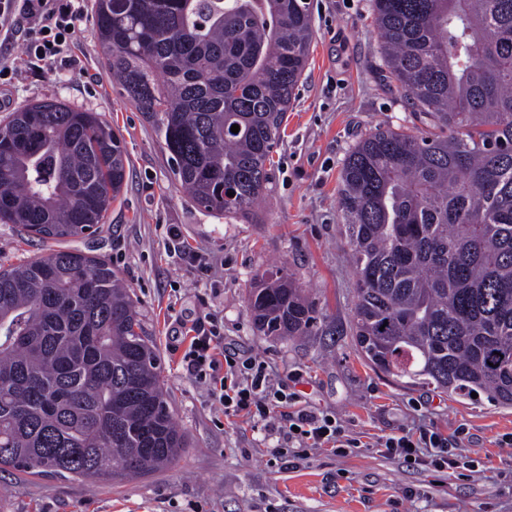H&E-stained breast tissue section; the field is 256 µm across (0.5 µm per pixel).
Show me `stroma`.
Segmentation results:
<instances>
[{
	"instance_id": "obj_1",
	"label": "stroma",
	"mask_w": 512,
	"mask_h": 512,
	"mask_svg": "<svg viewBox=\"0 0 512 512\" xmlns=\"http://www.w3.org/2000/svg\"><path fill=\"white\" fill-rule=\"evenodd\" d=\"M93 4L83 0L71 64L21 68L0 120L29 103L60 100L100 113L123 139L130 173L120 199L100 233L70 246L106 259L137 299L189 446L139 477L0 473V512H512V407L405 386L371 368L352 336L356 292L341 169L370 129L415 121L382 66L371 0H311L309 60L273 153L271 191L253 221L201 210L175 184L154 131L106 75ZM172 225L188 248L207 254L208 272L172 257ZM48 249L0 224V270ZM277 266L294 273L326 332L273 338L256 330L249 291ZM214 318L224 325L227 353L275 368L299 407L335 416L360 448L346 455L310 448L287 465L273 456L268 431L229 421L211 386L187 378L180 363L185 328ZM422 425L459 436L473 468L437 471L376 446L381 436Z\"/></svg>"
}]
</instances>
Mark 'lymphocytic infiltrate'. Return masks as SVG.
<instances>
[{"instance_id": "1", "label": "lymphocytic infiltrate", "mask_w": 512, "mask_h": 512, "mask_svg": "<svg viewBox=\"0 0 512 512\" xmlns=\"http://www.w3.org/2000/svg\"><path fill=\"white\" fill-rule=\"evenodd\" d=\"M82 0H0V90L8 89L17 64L11 57L15 42L25 46L29 68H50L62 61L79 28ZM189 377L219 388V401L228 417H243L278 434L281 448H330L344 455L358 442L335 418L294 409L296 396L276 380L266 366L247 358L224 354V336L217 321L196 326L182 356ZM379 447L392 457H417L431 449L430 464L437 469L458 466L460 455L434 428L402 430L380 437Z\"/></svg>"}]
</instances>
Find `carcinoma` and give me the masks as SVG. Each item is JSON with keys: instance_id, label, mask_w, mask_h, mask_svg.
Instances as JSON below:
<instances>
[{"instance_id": "carcinoma-1", "label": "carcinoma", "mask_w": 512, "mask_h": 512, "mask_svg": "<svg viewBox=\"0 0 512 512\" xmlns=\"http://www.w3.org/2000/svg\"><path fill=\"white\" fill-rule=\"evenodd\" d=\"M309 3L95 0L107 74L204 210L256 217L309 57ZM372 8L383 66L421 126L370 130L341 170L356 346L406 385L512 407V0ZM126 164L100 114L29 104L0 121V223L90 238ZM249 307L265 336L317 327L283 268L254 282ZM186 447L143 314L107 260L51 249L0 270V471L142 476Z\"/></svg>"}]
</instances>
